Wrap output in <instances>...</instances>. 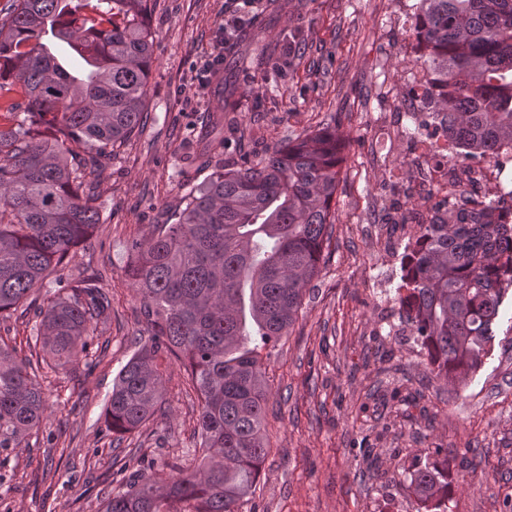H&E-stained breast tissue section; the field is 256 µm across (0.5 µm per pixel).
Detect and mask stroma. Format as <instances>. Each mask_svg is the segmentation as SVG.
<instances>
[{"instance_id":"obj_1","label":"stroma","mask_w":512,"mask_h":512,"mask_svg":"<svg viewBox=\"0 0 512 512\" xmlns=\"http://www.w3.org/2000/svg\"><path fill=\"white\" fill-rule=\"evenodd\" d=\"M414 2L300 0L279 16L259 10L256 44L300 42L256 116L250 60L225 55L226 89L202 83L229 0H152L147 119L89 175L100 222L62 272L97 274L111 318L68 371L31 353L33 308L19 307L0 323V337L30 358L48 399L28 447L0 461V512H98L138 464L165 478L175 458L193 453L198 397L176 364L166 377L168 418L124 436L106 429L112 381L148 338L125 275L130 243L167 223L185 191L222 164L244 155L259 161L288 137L327 126L344 143L336 222L301 317L259 350L271 386L269 450L247 508L417 512L407 474L444 448L454 485L448 512H512V295L500 309L491 357L453 390L427 377L423 350L400 315L398 257L375 252L389 179L410 165L381 114L403 105L417 70ZM232 100L243 128L239 146L206 120Z\"/></svg>"}]
</instances>
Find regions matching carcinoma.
Here are the masks:
<instances>
[{
  "label": "carcinoma",
  "instance_id": "obj_1",
  "mask_svg": "<svg viewBox=\"0 0 512 512\" xmlns=\"http://www.w3.org/2000/svg\"><path fill=\"white\" fill-rule=\"evenodd\" d=\"M149 0H11L0 20V100L20 89L29 122L0 125V319L26 302L100 222L86 173L123 145L144 117L152 68ZM422 77L457 149L499 161L512 144V0H417ZM85 62L76 76L48 48ZM341 140L323 128L287 139L262 161L222 167L185 195L168 224L129 246L126 276L148 319V340L112 386L106 423L132 432L165 413L163 365L180 363L199 400L198 448L158 480L147 468L112 490L102 512H240L268 453L271 395L250 336L288 334L319 273L336 221ZM492 205L456 207L418 231L404 253L397 298L429 358V374L459 386L491 352L512 287V224ZM35 310L55 367L89 354L111 301L95 274L57 278ZM31 361L0 336V455L23 447L47 400ZM425 512H447L448 460L409 473Z\"/></svg>",
  "mask_w": 512,
  "mask_h": 512
}]
</instances>
